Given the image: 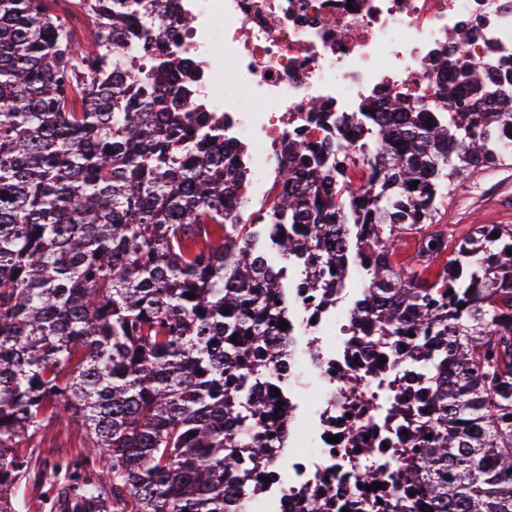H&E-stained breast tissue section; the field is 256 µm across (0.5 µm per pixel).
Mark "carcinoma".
Instances as JSON below:
<instances>
[{
    "mask_svg": "<svg viewBox=\"0 0 512 512\" xmlns=\"http://www.w3.org/2000/svg\"><path fill=\"white\" fill-rule=\"evenodd\" d=\"M172 2L0 0V512L28 476L18 448L61 414L87 451L66 463L69 512H240L272 455L268 391L294 343L261 231L294 287L328 292L346 287L349 224L369 225L355 316L419 338L423 446L399 478L428 512H512V225H475L422 277L446 249L426 228L450 180L512 158V60L505 75L442 60L470 87L465 101L444 89V120L389 97L361 151L367 187L322 170L341 146L288 142L279 194L247 222L227 210L241 170L224 163V128L175 85L174 54L152 51ZM413 228L398 271L392 236ZM98 464L107 485L76 474Z\"/></svg>",
    "mask_w": 512,
    "mask_h": 512,
    "instance_id": "1",
    "label": "carcinoma"
}]
</instances>
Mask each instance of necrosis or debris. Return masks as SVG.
<instances>
[{"instance_id":"necrosis-or-debris-1","label":"necrosis or debris","mask_w":512,"mask_h":512,"mask_svg":"<svg viewBox=\"0 0 512 512\" xmlns=\"http://www.w3.org/2000/svg\"><path fill=\"white\" fill-rule=\"evenodd\" d=\"M191 23L160 31L162 45L197 65L194 97L245 171L231 210L253 214L280 190L287 141H337L358 149L365 132L340 125L344 113L397 94L412 110L437 117L443 83L439 58H466L493 69L512 55V0H175ZM340 294L314 296L289 318L320 350L305 359L323 385L313 447L290 443L265 469L252 512L280 487L289 512H416L419 496L397 486L418 439L413 422L425 389L407 372L408 342L370 345ZM410 404L407 414L395 402ZM379 471L380 490L368 487Z\"/></svg>"}]
</instances>
